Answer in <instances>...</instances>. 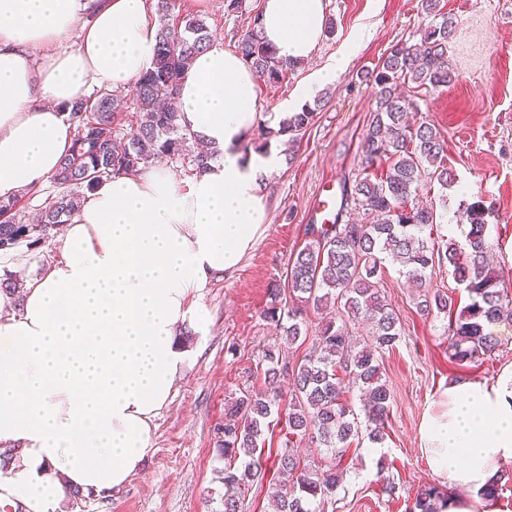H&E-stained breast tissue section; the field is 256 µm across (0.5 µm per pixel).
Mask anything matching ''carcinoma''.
<instances>
[{
	"label": "carcinoma",
	"instance_id": "carcinoma-1",
	"mask_svg": "<svg viewBox=\"0 0 512 512\" xmlns=\"http://www.w3.org/2000/svg\"><path fill=\"white\" fill-rule=\"evenodd\" d=\"M440 0H421L428 22L414 44L398 43L365 77L372 79L376 108L364 135L362 171L347 194V204L364 215L361 224H322L314 237L292 258L287 273L292 307L279 301L281 289H271L274 303L265 317L283 333L288 344L308 336L304 308L321 311L338 305L346 316L326 313L315 329L309 351L301 361L288 366L279 343L262 351L263 386L246 389L224 404V425L217 447L224 467V512H242L245 491L263 481L262 445L272 416L284 412L286 432L273 466L286 480L273 484L271 497L279 512H317L336 494L344 476V458L355 441L366 437L380 444L385 436L390 394L382 382V354L395 348L401 337L399 318L378 288L384 262L400 265L407 278L423 283L426 270L448 263L452 275L467 293L468 303L455 309L447 294L437 292L420 302L424 315L454 318L449 323V358L457 364L471 363L499 347L495 328L512 325V300L500 287L488 261L486 235L488 211L480 202L466 207L468 231L465 244L428 245L425 229L439 219V203H414L430 183L448 189L452 175L436 128L423 119L410 120L417 102L401 87L412 84L417 93L430 92L454 82L448 63V42L456 29L455 19L441 12ZM160 18L152 66L131 88L138 120L130 133H116L126 96L98 90L92 96L64 105L75 126L72 149L61 161L52 184L54 190L28 191L11 201H0V251L18 246L39 251L52 231L60 230L81 207L85 194L103 180L126 175L158 159L185 162L194 170L208 164L212 154L192 151L180 124L177 90L184 72L197 54L210 45L212 34L205 18L186 14L169 22L173 0H154ZM235 52L266 85L281 83L295 64L277 56L260 32V13L235 42ZM316 108L307 105L283 120L280 132L295 135L309 125ZM44 196L37 221L25 219L21 199ZM363 320L371 326L370 350L352 349L345 318ZM292 390L283 398L281 379ZM363 388L364 418H359L345 399L346 384ZM309 439L326 449V461L318 466L301 463L295 444ZM414 508L419 512H445L448 499L436 486L419 493Z\"/></svg>",
	"mask_w": 512,
	"mask_h": 512
}]
</instances>
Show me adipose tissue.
<instances>
[{"mask_svg":"<svg viewBox=\"0 0 512 512\" xmlns=\"http://www.w3.org/2000/svg\"><path fill=\"white\" fill-rule=\"evenodd\" d=\"M325 0H263L261 35L309 60ZM158 22L148 0H0V200L51 183L71 148L64 104L124 90L150 68ZM351 52L281 103L298 112L345 71ZM258 79L211 42L179 89L181 124L216 160L186 179L157 163L98 183L59 235L61 258L21 299L0 292V505L57 512L69 491L106 495L141 471L153 421L192 366L207 288L232 275L270 220L276 149L242 157L257 126ZM432 471L457 490L447 512H476L512 461V370L442 392L420 426Z\"/></svg>","mask_w":512,"mask_h":512,"instance_id":"adipose-tissue-1","label":"adipose tissue"}]
</instances>
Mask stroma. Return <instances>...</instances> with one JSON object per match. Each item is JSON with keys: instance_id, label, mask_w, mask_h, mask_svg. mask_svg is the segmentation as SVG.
Instances as JSON below:
<instances>
[{"instance_id": "obj_1", "label": "stroma", "mask_w": 512, "mask_h": 512, "mask_svg": "<svg viewBox=\"0 0 512 512\" xmlns=\"http://www.w3.org/2000/svg\"><path fill=\"white\" fill-rule=\"evenodd\" d=\"M335 32L324 37L313 57L279 84H259V131L269 146L282 138L273 114L347 44L355 50L335 83L317 94L320 105L293 163L268 175L271 219L266 233L232 276L211 284L204 297L213 323L190 337L195 362L178 381L169 403L154 421L153 449L141 473L118 491L62 503L60 512H222L217 430L224 404L249 386L260 385L257 364L277 330L264 312L270 288L285 284L289 261L310 239L316 220L312 202L322 184L352 185L362 173V142L375 107L376 90L364 75L396 43H415L425 23L420 0H325ZM262 0H247L245 13L228 15L224 0H175L172 17H205L213 38L232 48ZM457 27L448 44L456 80L419 103L421 115L444 143L455 182L432 185L431 196L447 193L443 223L434 225L437 243H464V205L479 201L489 210L488 240L501 276L512 292V0H441ZM59 256L56 238L38 252L17 247L0 254V275L14 273L25 258V277L42 274ZM380 287L398 314L402 335L383 356L382 380L390 392L386 438L380 447L361 440L341 486L325 512H411L421 489L440 485L421 450L419 426L439 394L462 380L495 382L512 369V327L498 330L500 345L478 362L459 367L448 358V319L421 316L418 288L406 283L396 264H387ZM395 484L393 495L382 486Z\"/></svg>"}]
</instances>
